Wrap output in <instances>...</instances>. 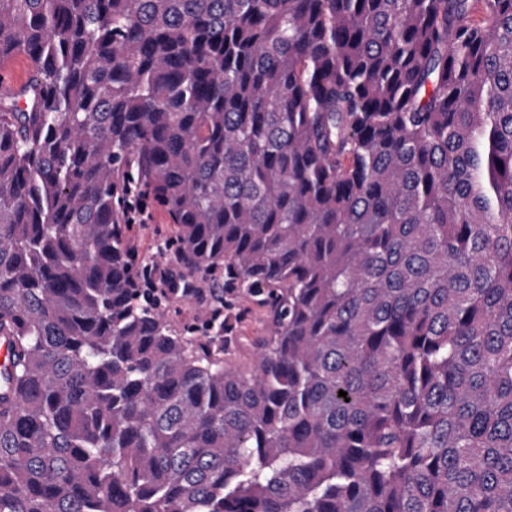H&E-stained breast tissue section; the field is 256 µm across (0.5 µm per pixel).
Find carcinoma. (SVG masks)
Segmentation results:
<instances>
[{"label": "carcinoma", "mask_w": 512, "mask_h": 512, "mask_svg": "<svg viewBox=\"0 0 512 512\" xmlns=\"http://www.w3.org/2000/svg\"><path fill=\"white\" fill-rule=\"evenodd\" d=\"M15 56L0 512H512V0H0ZM154 212L152 218L148 220V227L142 229L139 225L136 227L139 229L138 234L140 235L139 245L143 252L148 254H154L156 252L154 248V241L159 237H167L171 233V226L165 215L156 208H153Z\"/></svg>", "instance_id": "carcinoma-1"}]
</instances>
